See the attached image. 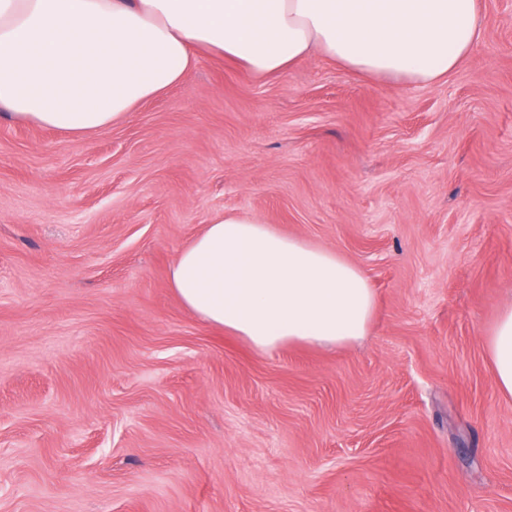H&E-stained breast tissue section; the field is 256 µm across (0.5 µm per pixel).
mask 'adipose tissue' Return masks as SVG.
<instances>
[{
	"instance_id": "adipose-tissue-1",
	"label": "adipose tissue",
	"mask_w": 512,
	"mask_h": 512,
	"mask_svg": "<svg viewBox=\"0 0 512 512\" xmlns=\"http://www.w3.org/2000/svg\"><path fill=\"white\" fill-rule=\"evenodd\" d=\"M483 27L478 0H0V116L85 137L183 83L204 52L259 79L316 55L431 85ZM168 284L202 320L263 352L350 345L376 308L360 268L257 214L215 216ZM486 347L497 390L512 398V305Z\"/></svg>"
}]
</instances>
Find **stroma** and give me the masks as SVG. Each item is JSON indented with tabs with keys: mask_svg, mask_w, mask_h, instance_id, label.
I'll return each mask as SVG.
<instances>
[{
	"mask_svg": "<svg viewBox=\"0 0 512 512\" xmlns=\"http://www.w3.org/2000/svg\"><path fill=\"white\" fill-rule=\"evenodd\" d=\"M432 86L202 56L87 138L0 119V512H512V0ZM336 251L368 336L271 352L168 285L221 213ZM492 377L499 393L512 398V305L505 307L486 334Z\"/></svg>",
	"mask_w": 512,
	"mask_h": 512,
	"instance_id": "1",
	"label": "stroma"
}]
</instances>
